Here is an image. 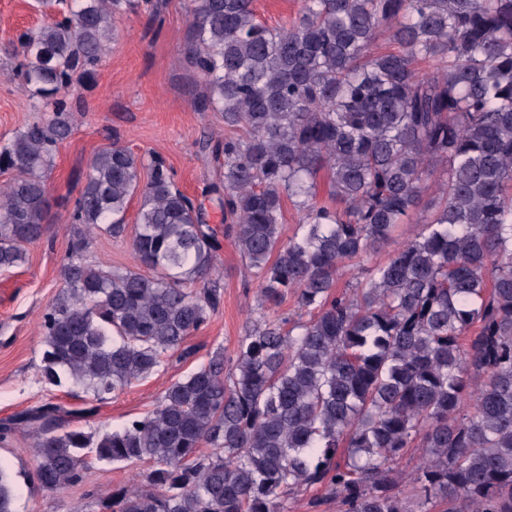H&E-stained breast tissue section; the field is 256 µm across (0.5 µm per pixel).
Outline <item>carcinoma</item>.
<instances>
[{
	"instance_id": "cac0c4a2",
	"label": "carcinoma",
	"mask_w": 512,
	"mask_h": 512,
	"mask_svg": "<svg viewBox=\"0 0 512 512\" xmlns=\"http://www.w3.org/2000/svg\"><path fill=\"white\" fill-rule=\"evenodd\" d=\"M148 2L43 0L57 10L11 42L12 78L49 115L0 142L15 173L0 186V271L45 231L75 88L95 79L115 19ZM184 59L198 110L228 131L202 143L219 169L202 193L218 196L258 309L292 293L297 318L261 312L234 358L214 350L145 414L79 425L192 356L186 340L223 300L224 244L202 207L161 158L114 143L73 200L63 290L40 324L41 381L87 406L27 409L0 442L32 436L49 492L94 462L149 465L143 483L91 495L97 512H288L317 485L311 507L336 512H512V0H302L277 28L253 0H190ZM286 198L303 217L284 241ZM405 222L415 237L364 265ZM98 235L130 237L140 268L89 263ZM345 267L358 276L340 289ZM12 501L0 464V512Z\"/></svg>"
}]
</instances>
